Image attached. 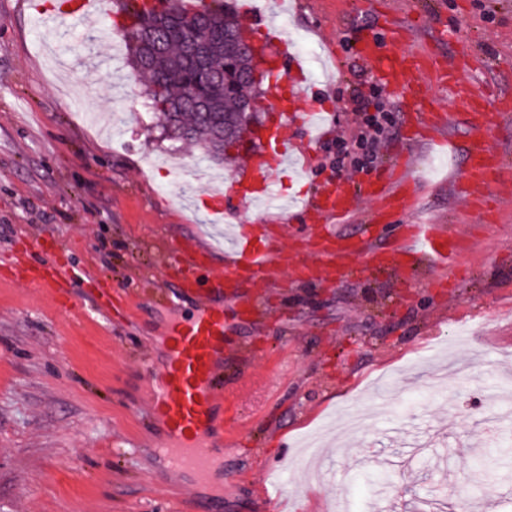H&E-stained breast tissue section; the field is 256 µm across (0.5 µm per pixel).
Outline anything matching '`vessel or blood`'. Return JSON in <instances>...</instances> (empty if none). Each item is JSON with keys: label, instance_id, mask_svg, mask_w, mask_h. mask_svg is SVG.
<instances>
[{"label": "vessel or blood", "instance_id": "1", "mask_svg": "<svg viewBox=\"0 0 512 512\" xmlns=\"http://www.w3.org/2000/svg\"><path fill=\"white\" fill-rule=\"evenodd\" d=\"M105 0H58L47 15L48 22L66 23L103 11ZM473 61L468 48H459L449 57H437L427 49H412L390 58L384 66L385 83L397 94L410 99L417 112L411 126L416 139L426 138L429 130L445 120L444 113L433 111L422 87L423 73L448 87L453 96L464 101L466 112L461 121L473 134L466 150V160L457 170L454 188L467 198L471 207L484 209L491 187L512 181V172L501 162L498 152L487 149L482 137L500 128L503 113L487 112L482 103L487 90L469 83L462 73ZM303 139L288 135L284 128L274 134V150L282 171L293 175L306 173L310 158L307 147L318 142L328 125V114L309 109L299 116ZM411 165L406 155H399L396 164L379 172L364 188L366 195L384 209L413 210L417 204V188L411 185ZM353 190L335 183L323 187L318 198L289 205L293 214L304 215L310 223L322 225L324 246L316 263L297 260L289 263L291 272L300 279L319 273L329 275L335 270L349 269L354 259L378 262L388 268L402 269L407 258L418 257L438 266L450 265L454 248L447 237L431 224H410L399 227V244L370 249L367 238H357L353 246H345L342 238L329 231L330 222L342 219L350 212ZM223 273L211 272L210 251L179 249L171 256V267L182 277L183 290L210 298L211 306L202 309L193 319L175 321L168 338L167 360L163 365L146 363L145 371L155 384L150 396L155 415L165 426V436L159 456L164 470L193 476L205 483L211 478L218 460L216 447L224 440V418L221 414L223 388L217 378V366L224 358V309L216 303L223 297L229 280L245 285H260L271 267L283 263V256L274 255L267 243L261 242L257 227L241 225L226 248ZM69 271L59 267L53 277L33 274L32 283L57 296L60 307L76 313L77 306L62 296L58 285L67 280Z\"/></svg>", "mask_w": 512, "mask_h": 512}]
</instances>
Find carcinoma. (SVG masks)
Segmentation results:
<instances>
[{
	"mask_svg": "<svg viewBox=\"0 0 512 512\" xmlns=\"http://www.w3.org/2000/svg\"><path fill=\"white\" fill-rule=\"evenodd\" d=\"M187 2L178 0L167 17L125 7L117 13L123 21H112V27L123 34L131 64L169 135L200 142L208 157L222 162L241 140L242 125L260 121L259 114L242 111L260 85L248 78V56L225 41L238 22L234 3L213 0L209 9L192 12ZM193 40L206 50L202 68L190 59Z\"/></svg>",
	"mask_w": 512,
	"mask_h": 512,
	"instance_id": "obj_1",
	"label": "carcinoma"
}]
</instances>
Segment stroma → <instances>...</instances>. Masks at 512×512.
<instances>
[{"instance_id":"1","label":"stroma","mask_w":512,"mask_h":512,"mask_svg":"<svg viewBox=\"0 0 512 512\" xmlns=\"http://www.w3.org/2000/svg\"><path fill=\"white\" fill-rule=\"evenodd\" d=\"M251 29L275 25L326 71L299 85L303 107L332 115L351 136L353 97L380 78L359 58L365 33L392 54L461 43L482 58L466 80L512 85V0H239ZM405 26L400 39L391 25ZM124 39L102 15L52 30L28 0H0V512H198L189 480L155 481L161 426L150 405L145 359L162 358L170 322L207 300L178 292L168 267L175 246L224 248L200 199L222 190L228 224H255L283 252L313 257L320 229L296 214L247 208L228 185L242 162L219 165L197 145L167 138L144 85L117 54ZM391 140L379 155L412 148L425 185L415 212L367 219L359 189L371 172L337 175L323 145L303 177L270 174L281 200L310 196L332 179L357 190L354 217L337 228L378 244L392 225L423 222L457 238L458 277L427 261L405 272L351 270L298 279L279 271L266 286L224 292V486L219 512H512V197L492 190L488 216L467 210L448 187L449 142L467 148L459 124L406 141L408 100L389 94ZM77 276L63 288L79 315L13 274L45 254ZM253 310L240 322L239 305ZM497 405L495 495L461 490L464 472ZM371 414L358 432L345 410ZM343 437L327 449L323 476L305 482L286 463L289 441ZM284 467L267 472L275 462Z\"/></svg>"}]
</instances>
